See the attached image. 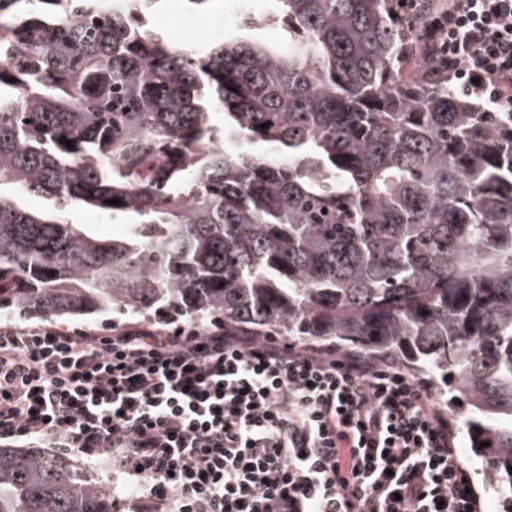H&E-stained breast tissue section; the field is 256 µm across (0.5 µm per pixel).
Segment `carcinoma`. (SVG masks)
Listing matches in <instances>:
<instances>
[{"label": "carcinoma", "instance_id": "1", "mask_svg": "<svg viewBox=\"0 0 512 512\" xmlns=\"http://www.w3.org/2000/svg\"><path fill=\"white\" fill-rule=\"evenodd\" d=\"M146 2L28 0L0 23V186L48 201L0 194V304L395 365L448 414L468 406L512 512V112L432 63L404 76L401 0H274L288 46L204 50L146 29ZM79 205L132 223L99 239L68 223ZM0 512H112V491L64 454L0 446Z\"/></svg>", "mask_w": 512, "mask_h": 512}]
</instances>
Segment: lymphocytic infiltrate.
Masks as SVG:
<instances>
[{
    "label": "lymphocytic infiltrate",
    "instance_id": "obj_1",
    "mask_svg": "<svg viewBox=\"0 0 512 512\" xmlns=\"http://www.w3.org/2000/svg\"><path fill=\"white\" fill-rule=\"evenodd\" d=\"M426 56L512 112V0H405ZM133 483L114 512H481L448 418L393 365L223 327L0 324V445Z\"/></svg>",
    "mask_w": 512,
    "mask_h": 512
}]
</instances>
